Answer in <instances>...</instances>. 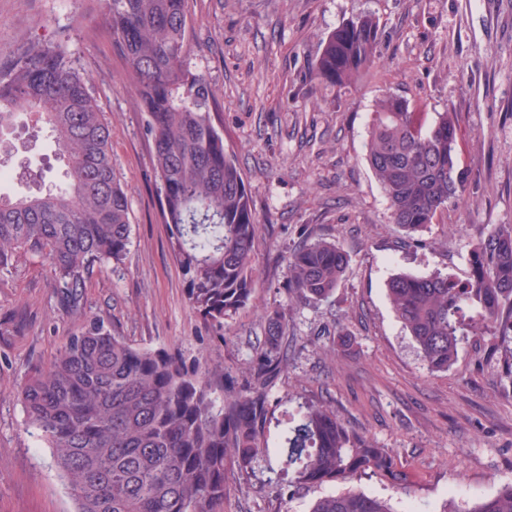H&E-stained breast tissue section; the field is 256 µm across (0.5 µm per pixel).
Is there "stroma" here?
I'll use <instances>...</instances> for the list:
<instances>
[{
    "mask_svg": "<svg viewBox=\"0 0 512 512\" xmlns=\"http://www.w3.org/2000/svg\"><path fill=\"white\" fill-rule=\"evenodd\" d=\"M188 67L216 89L212 115L260 220V284L223 337L193 312L168 248L146 115L120 81L122 61L102 0H0V64L32 39L61 43L90 80L112 127V158L129 199L131 246L123 263L82 290L88 314L134 346L181 351L223 367L237 385L264 342V311L283 310L285 368L270 386L263 446L226 476L224 512H307L340 485H288L274 447L277 422L304 403H324L354 433L392 451L407 490L366 474L351 488L389 499L395 512H439L512 482V348L464 337L448 370L429 372L386 296L391 275L438 271L462 280L481 235L512 224V0H188ZM380 25L373 69L334 86L311 67L321 43L347 21ZM407 98L426 120L454 113L460 200L422 233L394 224L365 159L371 115L385 93ZM26 168L4 190L21 196L62 179L44 126L23 131ZM339 243L351 257L335 296L299 298L285 286L286 256L302 235ZM0 512H73L52 451L28 425L17 387L56 355L74 328L57 305L41 258L0 279ZM352 338L350 348L337 342Z\"/></svg>",
    "mask_w": 512,
    "mask_h": 512,
    "instance_id": "35a3bbf8",
    "label": "stroma"
}]
</instances>
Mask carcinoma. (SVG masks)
I'll use <instances>...</instances> for the list:
<instances>
[{
  "instance_id": "1",
  "label": "carcinoma",
  "mask_w": 512,
  "mask_h": 512,
  "mask_svg": "<svg viewBox=\"0 0 512 512\" xmlns=\"http://www.w3.org/2000/svg\"><path fill=\"white\" fill-rule=\"evenodd\" d=\"M122 82L147 114L153 166L169 246L188 284L191 308L224 338V322L252 301L260 221L242 174L211 119L215 91L186 64L188 0H104ZM379 23L371 16L332 31L312 62L327 83H354L375 63ZM40 114L66 181L28 196L0 193V274L27 255L49 260L63 311L78 321L52 362L18 391L29 422L53 450L57 476L75 512H217L225 477L256 458L269 387L284 368L288 317L265 311V349L247 367L249 386L217 391L224 370L164 348H135L89 316L85 276L121 263L131 243L128 195L112 159V127L90 81L61 44L26 42L0 68V160L16 149L15 127ZM451 112L430 125L392 93L376 104L366 160L406 233L426 230L465 190ZM336 242L306 240L289 252L286 288L325 301L350 265ZM458 281L440 272L397 273L387 296L427 369L446 371L463 336L512 337V224L479 237ZM298 484L384 476L396 489L408 474L375 440L348 430L328 405L304 404L280 442ZM309 512H393L361 490L315 499ZM468 512H512V483Z\"/></svg>"
}]
</instances>
